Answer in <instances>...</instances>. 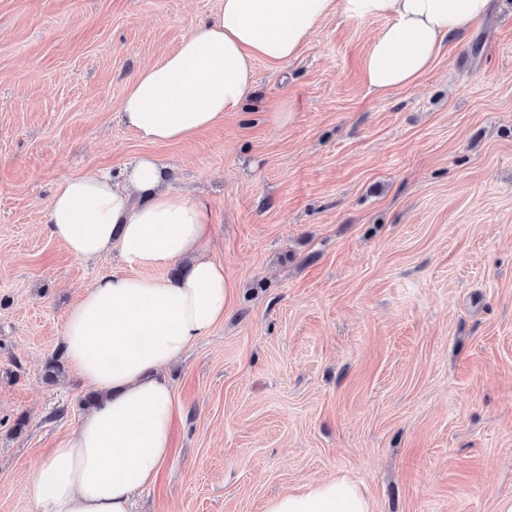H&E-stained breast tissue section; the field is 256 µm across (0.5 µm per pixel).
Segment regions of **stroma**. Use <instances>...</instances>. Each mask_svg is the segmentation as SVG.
Returning <instances> with one entry per match:
<instances>
[{"instance_id":"obj_1","label":"stroma","mask_w":512,"mask_h":512,"mask_svg":"<svg viewBox=\"0 0 512 512\" xmlns=\"http://www.w3.org/2000/svg\"><path fill=\"white\" fill-rule=\"evenodd\" d=\"M217 0H0V512L75 432L69 309L117 252L45 230L69 179L168 165L205 197L233 301L169 374L185 407L134 512H263L344 473L376 512H495L512 497V0L384 97L364 58L385 20L331 15L298 58L256 62L244 111L169 145L118 104ZM284 104L288 118L264 121ZM23 430H14L18 416Z\"/></svg>"}]
</instances>
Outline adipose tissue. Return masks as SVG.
I'll list each match as a JSON object with an SVG mask.
<instances>
[{
	"instance_id": "adipose-tissue-1",
	"label": "adipose tissue",
	"mask_w": 512,
	"mask_h": 512,
	"mask_svg": "<svg viewBox=\"0 0 512 512\" xmlns=\"http://www.w3.org/2000/svg\"><path fill=\"white\" fill-rule=\"evenodd\" d=\"M490 0H218L215 16L177 48L144 66L119 104L122 121L148 143L185 140L243 109L255 62L296 59L327 17L383 18L364 59L370 92L415 84L446 39L468 30ZM164 165L144 156L125 181L68 180L52 197L51 237L80 258L118 249L126 273L98 279L71 309L66 356L100 398L62 447L33 473L37 512H132L135 494L154 485L173 450L183 409L167 371L223 322L234 292L223 262L203 249L213 212L200 198L164 189ZM186 258L177 281L156 272ZM264 512H375L345 475L270 497Z\"/></svg>"
}]
</instances>
